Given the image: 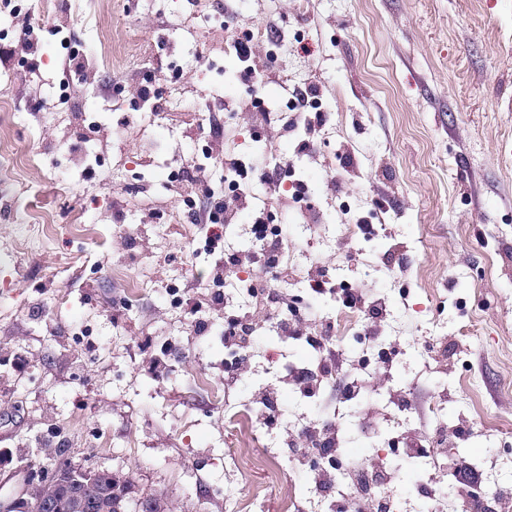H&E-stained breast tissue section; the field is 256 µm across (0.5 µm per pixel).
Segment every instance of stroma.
I'll use <instances>...</instances> for the list:
<instances>
[{
    "instance_id": "35a3bbf8",
    "label": "stroma",
    "mask_w": 512,
    "mask_h": 512,
    "mask_svg": "<svg viewBox=\"0 0 512 512\" xmlns=\"http://www.w3.org/2000/svg\"><path fill=\"white\" fill-rule=\"evenodd\" d=\"M254 22L285 45L274 60L253 47L260 82L244 78L232 40ZM29 24L42 29L32 57L18 39ZM0 47L12 52L0 96L13 101L0 110V164L12 150L28 159L0 181V246L29 242L0 262V483L52 463L105 469L140 503L225 512L235 486L226 449L274 448L287 466L292 413L354 412L335 391L313 400L282 383L285 364L312 365L313 352L280 332L271 302L254 315L241 376L224 374V317L240 301L229 283L260 248L251 212L265 198L309 270L270 279V291L312 305L306 331L331 310L311 279L361 274L353 250L336 245L339 225L377 219L385 229L365 244L375 266L365 291L404 311L410 335L468 352H442L424 374L408 351L391 388L366 391L369 415L347 428L357 460L392 435L390 401L420 408L444 395L449 448L480 478L499 463L512 430V394L495 388L512 378V0H10ZM73 47L87 64L71 79L62 62ZM108 77L111 95L100 88ZM147 84L162 107L145 118ZM310 84L325 114L312 132L285 110ZM305 138L311 151L297 152ZM205 146L210 183L273 150L311 202L298 211L294 187L268 193L255 173L219 239L234 267L216 265L194 206L166 182ZM131 281L143 293L127 308L116 297ZM470 374L485 380L480 395ZM260 393L282 422L226 424V406ZM310 483L299 471L271 481L263 463L247 473L255 512H282Z\"/></svg>"
}]
</instances>
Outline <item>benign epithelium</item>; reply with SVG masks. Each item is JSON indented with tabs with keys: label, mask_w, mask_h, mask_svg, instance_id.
Returning <instances> with one entry per match:
<instances>
[{
	"label": "benign epithelium",
	"mask_w": 512,
	"mask_h": 512,
	"mask_svg": "<svg viewBox=\"0 0 512 512\" xmlns=\"http://www.w3.org/2000/svg\"><path fill=\"white\" fill-rule=\"evenodd\" d=\"M99 479L116 486L112 473L95 469L77 468L71 472H60L49 481L40 483L19 482L7 495L0 498V512H58L61 509L57 486L92 487Z\"/></svg>",
	"instance_id": "obj_1"
}]
</instances>
